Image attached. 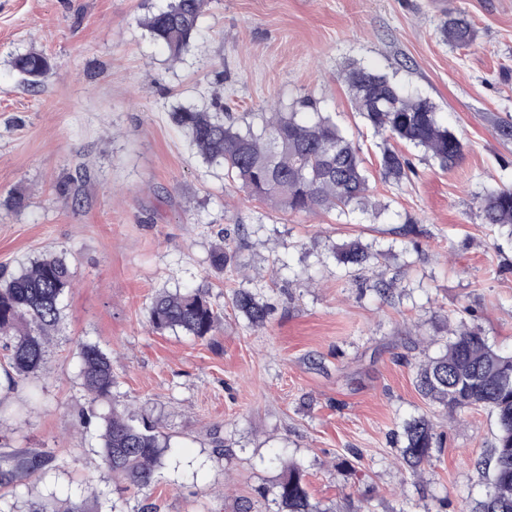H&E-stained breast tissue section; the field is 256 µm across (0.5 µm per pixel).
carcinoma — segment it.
<instances>
[{"mask_svg":"<svg viewBox=\"0 0 512 512\" xmlns=\"http://www.w3.org/2000/svg\"><path fill=\"white\" fill-rule=\"evenodd\" d=\"M207 0H171L166 9L145 21L153 39L178 57L196 41L198 19ZM441 32L449 42L466 46L473 42L471 22L461 13H450ZM13 68L29 86H37L51 68L47 56L30 51L14 57ZM343 80L349 101L375 133H388L397 141L424 151L443 168L457 165L463 145L448 130L434 103L410 95L384 73L350 64ZM190 144L210 166L224 167L225 175L255 199L286 212L312 213L334 209L341 214L363 210L370 203L369 174L360 149L336 122L321 113L310 119L299 112H269L261 124H240L224 111L221 97L212 98L211 109L179 107L171 113ZM379 175L386 182L401 183L413 172L409 158L392 146L380 148ZM484 223L505 230L512 238V188H502L482 199ZM336 257L347 270L367 269L375 254L358 240L336 247ZM234 259L224 245L211 252L210 265L224 271ZM72 284L66 258L49 252L12 272H0V349L4 372L34 375L47 362V336L61 319V299ZM232 306L249 324L263 325L269 305L256 294L239 290ZM224 319L223 310L210 300L204 288L156 294L149 306V322L155 331H180L205 340ZM80 376L93 400L112 396L115 378L112 358L98 345L79 346ZM418 392L430 402L456 415L470 408H485L495 420L496 433L485 461L488 490L472 512H512V352L490 344L476 327H464L444 345L442 352L416 368ZM405 440L402 465L414 477L441 447L435 425L425 416L403 424ZM102 457L112 473L132 486L149 487L171 453L169 436L155 424L136 423L135 416L116 407L104 418L100 434ZM32 453H3L0 466L8 479L44 473L53 459L41 455L38 466L28 463ZM278 512H320L311 501L298 467L288 469L273 491ZM91 493L62 506L53 494L32 504L28 512H89Z\"/></svg>","mask_w":512,"mask_h":512,"instance_id":"1","label":"carcinoma"}]
</instances>
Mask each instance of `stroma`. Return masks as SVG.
Returning <instances> with one entry per match:
<instances>
[{
    "label": "stroma",
    "instance_id": "stroma-1",
    "mask_svg": "<svg viewBox=\"0 0 512 512\" xmlns=\"http://www.w3.org/2000/svg\"><path fill=\"white\" fill-rule=\"evenodd\" d=\"M168 3L0 0V270L50 251L73 272L45 370L18 377L23 395L0 415V453L47 451L56 466L14 489L0 480V493L14 491L17 512L52 489L81 500L88 482L92 512H235L243 498L270 512L294 462L322 512H469L494 418L473 408L448 421L416 390L414 366L461 322L512 350V238L479 209L512 187V138L497 130L512 122V0H208L177 61L143 25ZM457 10L476 30L465 48L440 31ZM31 50L51 62L34 90L11 66ZM352 63L435 103L462 160L443 169L409 146V180H381L382 138L342 79ZM217 93L254 123L311 99L360 145L375 208L285 213L203 163L170 114ZM222 232L235 260L218 273ZM354 239L383 253L358 279L334 253ZM379 279L393 302L373 290ZM198 286L224 309L215 336L151 329L155 294ZM240 289L272 304L264 326L233 309ZM83 342L112 357L111 402L91 403L81 384ZM113 405L171 439L176 456L147 490L124 489L102 462ZM422 415L444 439L412 478L402 426Z\"/></svg>",
    "mask_w": 512,
    "mask_h": 512
}]
</instances>
